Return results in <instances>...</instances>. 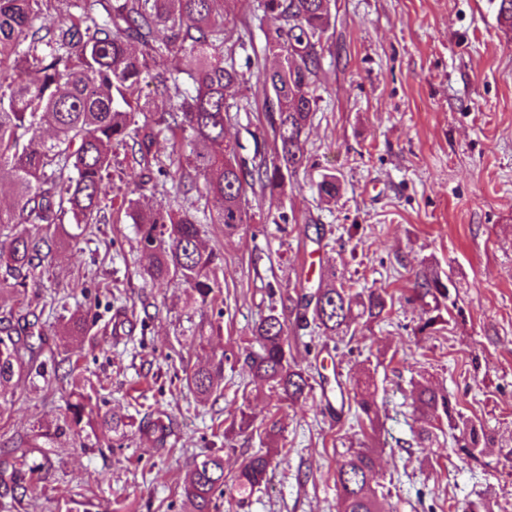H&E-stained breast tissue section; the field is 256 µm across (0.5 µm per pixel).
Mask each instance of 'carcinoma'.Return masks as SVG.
<instances>
[{
	"mask_svg": "<svg viewBox=\"0 0 512 512\" xmlns=\"http://www.w3.org/2000/svg\"><path fill=\"white\" fill-rule=\"evenodd\" d=\"M96 2L80 0L78 16L43 31L34 28V20L51 9L52 0H0V181H8L14 190L12 207L0 208V228L6 226L12 233L8 250L0 253V268L17 291L35 285L49 273V254H41L44 233L68 216L66 236L77 243L89 228L106 220L109 205L103 182L112 168V150L129 145L143 181L138 197L127 200L124 214L138 225L140 244L151 255L147 275L153 281L185 285L196 301L207 305L222 292L216 275L221 257L205 246L193 214H173L151 205L148 179L153 171H164L153 147L162 136H181L190 172L179 177V184L189 192L202 181L205 193L218 202L209 223L224 225L229 236L244 229L251 219L247 188L258 185L273 193L309 164L305 134L316 106L312 77L321 63L331 0H260L264 16L278 22L265 46L277 65L263 70L275 155L251 164L224 139L231 121L225 92L241 80L234 61L224 55V45L232 39L224 12L218 10L224 0H113L102 21L94 13ZM161 28L166 31L162 38ZM168 55L176 57L179 66L152 71ZM182 74L192 80L194 94L182 90ZM147 75L153 97L170 103L156 119L146 116L148 102L135 96ZM45 125L53 127V137L41 133ZM338 189L334 174L323 175L318 183L319 193L328 199ZM320 281L316 289L290 294L280 306H272L255 329L260 351L244 354L254 376L291 401L307 396L312 385L306 370L288 359L289 319L300 329L312 325L324 336H347L354 327L367 328L384 319L392 307L386 290L355 291L336 277L334 266L322 271ZM451 288V280L429 274L416 278L413 293L419 300L432 298L436 311L451 305L450 313L457 309ZM12 318L11 310L0 314L1 388L26 371L46 376L47 362L29 342L39 321L18 330ZM222 367L220 362L185 372L186 386L200 395L213 393L215 374ZM372 384L368 373L355 378L358 408L370 421L377 415ZM89 401L85 394L71 392L63 416L39 427L36 438L46 443L62 434L79 438L87 426L105 438H124L126 423L110 413L95 424L85 420ZM414 403L419 444H433L434 422L445 417L448 428L459 432L456 442L464 455L475 459L482 452V428L456 411L447 393L420 381ZM138 432L162 444L168 426L162 417L148 414ZM272 463L268 452L251 456L235 477L239 495L266 483ZM375 465L374 451L363 443L347 449L337 461L343 512H381L378 491L371 485ZM43 469L44 464L25 454L0 462V507L11 509L18 495L42 492ZM183 494L192 512L218 509V497L224 494V458L216 453L205 456Z\"/></svg>",
	"mask_w": 512,
	"mask_h": 512,
	"instance_id": "obj_1",
	"label": "carcinoma"
}]
</instances>
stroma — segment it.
<instances>
[{"instance_id": "stroma-1", "label": "stroma", "mask_w": 512, "mask_h": 512, "mask_svg": "<svg viewBox=\"0 0 512 512\" xmlns=\"http://www.w3.org/2000/svg\"><path fill=\"white\" fill-rule=\"evenodd\" d=\"M336 19L324 36L313 79L316 111L307 134V169L283 190L248 191L250 224L228 236L208 223L213 198L184 192L179 175L154 178L155 207L187 211L220 252L222 294L202 306L190 289L152 282L135 224L109 219L79 243L50 230L53 263L42 286L18 295L0 288V310L44 306V358H70L71 373L33 389L28 376L6 388L11 416L0 421V449L29 452L49 479L14 512H187L183 484L209 453L224 458L218 512H340L336 462L363 443L376 451L372 484L384 512H512V31L500 26L499 0H332ZM227 25L241 31L234 61L244 83L226 99L242 109L227 140L253 151L273 146L261 67H272L266 36L273 22L258 0H227ZM333 173L332 200L317 184ZM139 166L115 148L108 200L133 197ZM322 241H315V234ZM355 290L393 295L385 321L351 339L289 328L288 357L313 371L307 398L271 395L238 350L255 347V326L272 290L317 284L322 269ZM451 278L459 314L429 335L412 299L417 274ZM88 313L85 336L58 333L76 309ZM223 361L216 392L189 390L186 369ZM369 369L377 418H358L346 397L342 420L321 407V388ZM425 379L447 391L487 439L478 459L456 451L451 433L420 447L412 387ZM90 395L93 414L141 420L161 410L171 422L165 446L131 432L121 446L66 435L31 447L33 426L63 414L73 389ZM252 417L234 429L241 414ZM278 423L284 445L268 481L239 497L233 477L267 449L264 429Z\"/></svg>"}]
</instances>
